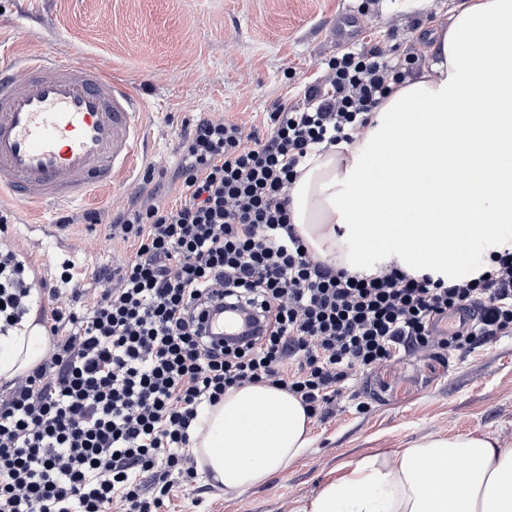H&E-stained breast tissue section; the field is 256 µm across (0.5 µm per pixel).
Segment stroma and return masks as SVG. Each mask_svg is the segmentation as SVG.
I'll list each match as a JSON object with an SVG mask.
<instances>
[{"mask_svg":"<svg viewBox=\"0 0 512 512\" xmlns=\"http://www.w3.org/2000/svg\"><path fill=\"white\" fill-rule=\"evenodd\" d=\"M459 0H0V43L36 38L70 44L85 62L129 82L144 112L140 144L149 179L121 195L68 213L56 235L39 229V216L13 204L0 245L42 263L45 278L60 262L71 265L73 287L93 296L100 274L121 266L130 243L111 235L117 213L152 197L180 200L170 179L183 159L182 142L200 119L231 121L266 136L268 115L304 99L323 78L320 61L339 48L329 28L346 13L362 16L361 41L395 58L426 52L436 21ZM107 238L90 252L87 239ZM468 432L499 438L512 448V337L447 364L403 357L357 374L314 421L308 450L263 484L225 497L208 479L183 487L171 512H297L340 474L341 466L427 437Z\"/></svg>","mask_w":512,"mask_h":512,"instance_id":"obj_1","label":"stroma"}]
</instances>
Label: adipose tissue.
Returning a JSON list of instances; mask_svg holds the SVG:
<instances>
[{
	"label": "adipose tissue",
	"mask_w": 512,
	"mask_h": 512,
	"mask_svg": "<svg viewBox=\"0 0 512 512\" xmlns=\"http://www.w3.org/2000/svg\"><path fill=\"white\" fill-rule=\"evenodd\" d=\"M299 171L288 208L320 256L370 274L387 258L447 281L486 271L476 254L512 250V0H460L436 28L425 74L394 87L353 144L313 152ZM401 200L416 205L415 221ZM474 215L482 225L473 230ZM385 222L394 248L363 256L357 243ZM416 241L426 255L413 251ZM39 332L28 315L0 337V378L40 361ZM312 424L296 395L253 383L205 407L192 452L230 495L302 456ZM452 460L466 466L455 482ZM427 466L434 482L423 479ZM298 512H512V448L467 433L371 454Z\"/></svg>",
	"instance_id": "adipose-tissue-1"
}]
</instances>
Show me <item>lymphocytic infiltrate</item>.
Returning <instances> with one entry per match:
<instances>
[{"label":"lymphocytic infiltrate","instance_id":"obj_1","mask_svg":"<svg viewBox=\"0 0 512 512\" xmlns=\"http://www.w3.org/2000/svg\"><path fill=\"white\" fill-rule=\"evenodd\" d=\"M421 64L373 47L338 53L328 82L271 112L262 139L201 120L178 173L183 200L114 219L135 251L95 300L65 268L45 284L53 348L0 396V512H162L196 480L195 421L226 390L264 381L319 419L355 373L420 354L444 363L512 335L511 251L452 283L392 262L368 275L315 256L291 222L308 155L353 143ZM24 272L0 252L1 336L27 313ZM215 296L251 312L256 334L213 345L197 314ZM462 308L476 312L470 327L434 333Z\"/></svg>","mask_w":512,"mask_h":512}]
</instances>
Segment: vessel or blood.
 Returning <instances> with one entry per match:
<instances>
[{"mask_svg":"<svg viewBox=\"0 0 512 512\" xmlns=\"http://www.w3.org/2000/svg\"><path fill=\"white\" fill-rule=\"evenodd\" d=\"M363 20L338 17V43L358 40ZM145 131L128 85L51 45L0 52V197L39 212L77 209L131 182ZM251 328L240 309L213 313L211 336Z\"/></svg>","mask_w":512,"mask_h":512,"instance_id":"obj_1","label":"vessel or blood"}]
</instances>
